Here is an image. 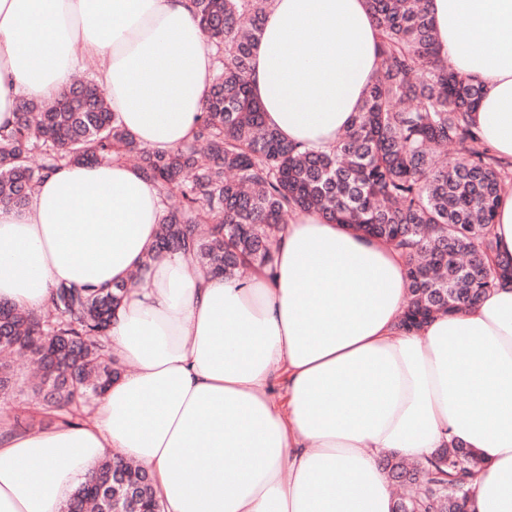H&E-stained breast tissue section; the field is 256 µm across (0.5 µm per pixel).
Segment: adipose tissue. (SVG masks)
Segmentation results:
<instances>
[{"label":"adipose tissue","instance_id":"adipose-tissue-1","mask_svg":"<svg viewBox=\"0 0 512 512\" xmlns=\"http://www.w3.org/2000/svg\"><path fill=\"white\" fill-rule=\"evenodd\" d=\"M429 12L449 66L485 89L474 124L512 161V0ZM379 50L366 0H274L251 62L267 124L332 148ZM87 60L141 146L192 139L214 56L191 0H0V126ZM162 214L123 161L62 167L0 208V300L40 311L62 282L143 277L109 330L126 370L85 421L23 431L0 412V512H60L116 457L149 473L164 512H392L380 459L451 442L475 453L471 512H512V280L407 332L403 258L348 225L296 214L272 270L224 279L180 253L146 261Z\"/></svg>","mask_w":512,"mask_h":512}]
</instances>
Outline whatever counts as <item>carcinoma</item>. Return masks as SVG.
<instances>
[{
    "label": "carcinoma",
    "instance_id": "cac0c4a2",
    "mask_svg": "<svg viewBox=\"0 0 512 512\" xmlns=\"http://www.w3.org/2000/svg\"><path fill=\"white\" fill-rule=\"evenodd\" d=\"M428 2L367 0L380 36L378 76L336 146L315 152L267 126L251 91L252 51L272 0H192L223 53L194 138L174 150L145 148L116 122L95 81H74L0 126V207L25 205L43 174L63 163L132 160L162 203L180 197L163 210L147 264L179 252L215 277L270 268L278 233L296 211H309L402 254V326L472 306L512 278V259L499 256L493 234L512 162L474 131L484 87L448 68ZM448 144L459 155L441 162L436 149ZM128 289L127 281L96 291L61 283L44 314L0 301V391L14 385L5 357L26 355L42 371L36 391L44 410L76 415L120 374L106 337ZM381 466L391 483L412 488L393 512H466L476 466L470 449L454 443L428 461L392 455ZM117 490L125 512H162L147 471L113 459L76 487L62 512H114Z\"/></svg>",
    "mask_w": 512,
    "mask_h": 512
}]
</instances>
